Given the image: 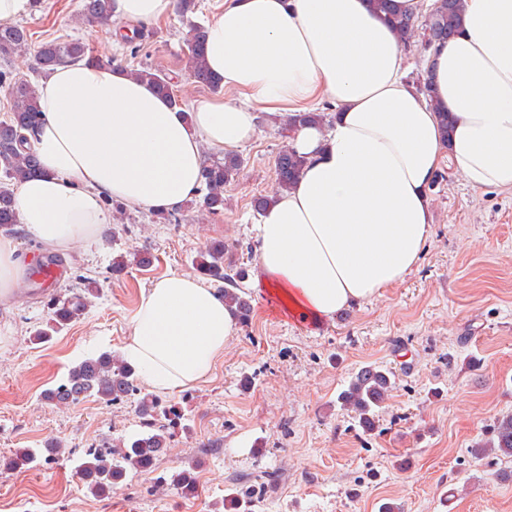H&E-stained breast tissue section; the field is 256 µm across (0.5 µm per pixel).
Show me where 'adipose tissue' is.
<instances>
[{"label": "adipose tissue", "mask_w": 512, "mask_h": 512, "mask_svg": "<svg viewBox=\"0 0 512 512\" xmlns=\"http://www.w3.org/2000/svg\"><path fill=\"white\" fill-rule=\"evenodd\" d=\"M174 3L114 0L112 21L128 33ZM208 30L206 62L234 100L176 107L112 63H67L41 82L45 122L30 145L45 174L17 192L34 239H94L110 222L106 198L178 209L208 154L255 136L257 112L328 108L330 123L293 134L307 165L262 214L254 262L256 285L322 321L418 264L441 165L473 189L512 190V0H462L458 35L428 55L426 95L407 83L409 59L370 0H224ZM237 325L223 291L170 273L141 292L122 353L146 385L172 394L210 376Z\"/></svg>", "instance_id": "adipose-tissue-1"}]
</instances>
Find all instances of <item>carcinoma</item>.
Segmentation results:
<instances>
[{"label":"carcinoma","instance_id":"obj_1","mask_svg":"<svg viewBox=\"0 0 512 512\" xmlns=\"http://www.w3.org/2000/svg\"><path fill=\"white\" fill-rule=\"evenodd\" d=\"M391 2L372 0V7L384 14V20L404 44L418 29L423 30L425 46L445 43L454 37L461 23V0H439L434 13L424 21L412 13L394 10ZM81 12L89 22L112 24V0H83ZM27 41L24 26L0 24L1 56L7 57L24 49ZM206 41L207 28L194 27L188 42L189 75L194 82L218 92L221 90L220 79L208 69ZM82 60L94 62L96 57L92 56L89 47L79 41L47 42L41 45L36 55L39 69L45 72L61 64ZM134 74L150 81L159 92L169 96L174 103H179L173 91L172 78L166 74L149 66L134 71ZM0 87L7 88L12 100L10 121H0V172L3 173L0 178V227L10 231L17 225L14 185L42 174L38 156L25 148V143L43 125L45 114L40 109L37 89L32 83L16 80L11 73L0 70ZM327 117L325 112H295L288 116L286 126L292 131L302 124L324 122ZM306 164V158L294 150L281 151L276 160L273 192L292 188ZM241 165L242 159L238 154L208 160L202 171L195 206L208 214L224 211V185L234 178ZM192 265L204 277L224 283V300L235 305L240 321L247 322L251 315V304L243 290L247 272L242 267L224 263V244L215 242L199 251L192 259ZM91 294H98L96 281L86 278L81 292L53 302L46 327L36 329L31 340L40 343L48 341L52 334L78 319L84 313ZM138 380L139 375L132 365L102 352L69 369L67 377L60 384L44 391L43 399L60 407L90 396L113 404L137 395L140 391ZM393 386L390 372L376 366H365L352 375L338 400L344 409L354 413L359 426L368 431L373 428L377 409L382 407ZM136 409L142 425L148 431L122 444L120 451L107 446L85 454L80 473L91 493L100 495L112 491L126 478L129 468L139 473H152L156 460L169 449V429L183 419L178 405L163 407L148 394L137 399ZM473 452L477 456L494 453L512 458V415L498 419L491 437ZM168 481L187 494L195 492L196 479L190 469L173 473Z\"/></svg>","mask_w":512,"mask_h":512}]
</instances>
